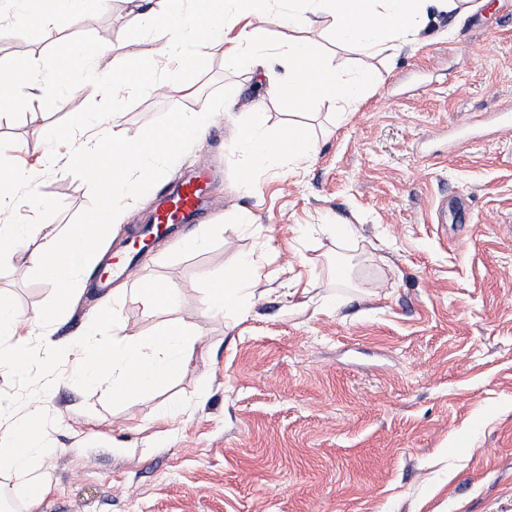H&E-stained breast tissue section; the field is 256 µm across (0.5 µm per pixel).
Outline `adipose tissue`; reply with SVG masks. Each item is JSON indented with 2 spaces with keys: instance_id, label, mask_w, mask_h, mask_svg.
I'll return each instance as SVG.
<instances>
[{
  "instance_id": "ef3b65f1",
  "label": "adipose tissue",
  "mask_w": 512,
  "mask_h": 512,
  "mask_svg": "<svg viewBox=\"0 0 512 512\" xmlns=\"http://www.w3.org/2000/svg\"><path fill=\"white\" fill-rule=\"evenodd\" d=\"M148 2L137 0L128 40L143 42L148 24L163 21L171 33L165 55L176 61L165 71L169 80L182 83L197 71L204 42L221 26L233 33L224 51L227 63H235L243 54L286 59L287 74L271 82L269 91L302 109L329 98L355 107L373 84V72L362 68L346 74L334 59L319 56L301 38L270 45L258 36L253 21L272 23L284 17L289 27L300 29L316 16L327 24L337 43L356 47L368 57L399 48L417 37L424 25V0H171L160 16L148 9ZM209 116L205 108L188 115L174 114L163 134L148 135L135 143L109 133L102 120L79 112L71 127L50 132L53 140L78 138L72 162L87 177H94L100 167L111 166L114 152H122L127 162L111 167V180L98 181L99 207L68 231L44 234L35 224H0V259L18 257L24 253L25 241L39 238L28 261L55 293L51 306L28 319L17 312L8 296L0 295L1 371L17 374L25 369L43 333L66 315L70 297L82 284L83 271L101 262L98 245L110 223L121 215L113 199L146 193L183 144L204 131ZM266 122L265 112L251 113L239 139L250 175L259 174L272 161L294 166L312 156L314 140L307 125L294 124L271 137ZM254 279L255 265L249 259L214 278L204 289L206 314L218 315L235 307Z\"/></svg>"
}]
</instances>
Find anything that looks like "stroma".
Listing matches in <instances>:
<instances>
[{"label": "stroma", "mask_w": 512, "mask_h": 512, "mask_svg": "<svg viewBox=\"0 0 512 512\" xmlns=\"http://www.w3.org/2000/svg\"><path fill=\"white\" fill-rule=\"evenodd\" d=\"M133 7L91 0L73 21L22 30L15 0H0V65L31 75L0 107V163L38 174L4 219L61 230L99 206L73 144L46 138L74 113L118 114L135 141L209 103L224 169L208 189L210 217L189 230L206 245L144 255L115 303L125 335L179 320L200 341L174 383L116 409L106 386H54L52 448L38 464L50 491L21 512H512V132L489 119L512 109L506 0L462 15L429 9L416 40L374 57L337 45L318 20L259 25L268 43L304 38L346 72H375L345 114L333 100L300 109L268 96L283 66L226 64L220 34L189 86L160 76L105 94L101 72L169 40L161 26L129 45ZM99 45L109 52L98 71L66 96L57 62ZM256 108L272 136L307 124L312 157L246 178L238 135ZM460 195L468 220L435 224L439 200ZM341 224L358 237L340 238ZM245 257L257 270L250 292L205 315L204 285ZM349 262L347 283L336 268ZM143 281L174 289L177 305H151ZM0 292L26 316L53 300L18 259L0 260ZM98 306L93 288L75 294L48 345L73 341ZM172 403L185 409L174 421L162 415Z\"/></svg>", "instance_id": "35a3bbf8"}]
</instances>
